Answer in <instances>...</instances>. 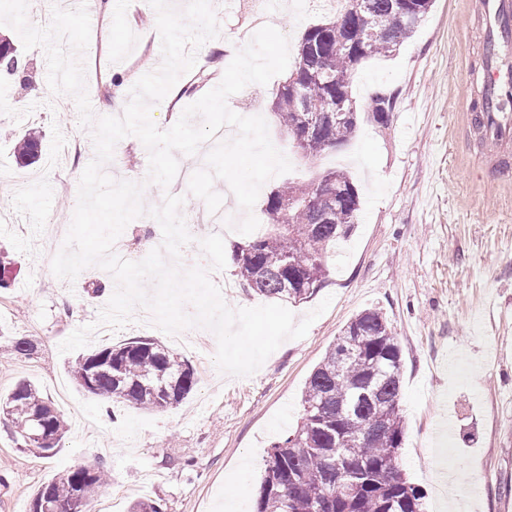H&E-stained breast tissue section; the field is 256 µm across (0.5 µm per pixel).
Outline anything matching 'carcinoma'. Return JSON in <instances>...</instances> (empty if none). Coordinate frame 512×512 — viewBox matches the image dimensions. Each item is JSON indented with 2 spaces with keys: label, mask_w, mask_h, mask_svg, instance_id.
<instances>
[{
  "label": "carcinoma",
  "mask_w": 512,
  "mask_h": 512,
  "mask_svg": "<svg viewBox=\"0 0 512 512\" xmlns=\"http://www.w3.org/2000/svg\"><path fill=\"white\" fill-rule=\"evenodd\" d=\"M332 18L306 29L295 68L274 102L280 122L295 136L302 120L317 118L320 130L305 155L311 158L344 144L357 124L329 114L355 108L352 71L364 59L387 55L409 39L434 0H337ZM372 115L386 114L393 97L377 92ZM34 136L19 142L20 162L38 157ZM327 183H286L270 193L271 229L234 246L240 286L259 296L303 301L323 286L329 249L350 235L361 209L359 192L346 172L328 170ZM402 349L383 313L366 309L352 318L308 377L303 414L296 429L275 443L256 489V512H424L423 491L398 463L405 439L400 409ZM75 383L106 404L157 411L181 404L198 378L191 364L154 339L96 349L70 366ZM372 384L373 392L360 395ZM23 448L44 456L58 449L66 423L52 401L21 379L0 404ZM49 439L39 444L34 436ZM106 485L104 465L81 464L40 485L30 512H68Z\"/></svg>",
  "instance_id": "cac0c4a2"
}]
</instances>
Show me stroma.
<instances>
[{
	"mask_svg": "<svg viewBox=\"0 0 512 512\" xmlns=\"http://www.w3.org/2000/svg\"><path fill=\"white\" fill-rule=\"evenodd\" d=\"M254 0H211L220 23L219 56L198 57L177 81L176 95L151 108L169 129L184 108L218 85L237 50L251 40ZM473 0H435L416 32L389 56L366 59L351 75L359 120L340 148L308 160L284 130L273 101L284 75L251 84L227 106L262 116L274 145L291 162L267 181L253 213L267 223L270 192L284 181L308 182L325 170L349 172L361 194L359 223L329 252L322 288L290 303L303 319L323 299L329 308L305 337L283 342L245 378L221 373L214 351L184 357L198 384L176 407L107 414L98 398L68 373L76 352L60 353L73 331L97 320L115 290L106 270L90 266L74 281L43 263L47 228L71 219L77 173L89 163V129L75 104L59 108L47 84L42 48L22 50L26 80L0 72V250L13 267L0 288V394L18 380L48 397L64 385L71 399L62 416L59 451L42 457L16 445L0 424V512H29L33 492L79 463H103L112 479L102 496L108 512L160 498L167 512H224L235 492L239 512H255L256 489L273 443L296 428L305 382L348 321L381 309L403 352L401 405L405 439L401 467L425 493L426 512H502L512 488V170L501 171L471 121L480 97L482 21ZM327 0H271L267 18L297 49L305 30L332 14ZM156 12L148 0H94L85 53L87 92L95 116L114 114L112 77L126 87L162 64ZM396 92L387 125L368 108L378 86ZM41 137L38 160L20 166L16 137ZM148 152L134 136L120 140L104 171L143 184L154 207L164 189L148 180ZM32 340L30 357L12 341Z\"/></svg>",
	"mask_w": 512,
	"mask_h": 512,
	"instance_id": "obj_1",
	"label": "stroma"
}]
</instances>
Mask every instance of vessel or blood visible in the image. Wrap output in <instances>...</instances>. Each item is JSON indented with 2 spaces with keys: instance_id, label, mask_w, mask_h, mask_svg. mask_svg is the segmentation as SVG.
<instances>
[{
  "instance_id": "b4317fda",
  "label": "vessel or blood",
  "mask_w": 512,
  "mask_h": 512,
  "mask_svg": "<svg viewBox=\"0 0 512 512\" xmlns=\"http://www.w3.org/2000/svg\"><path fill=\"white\" fill-rule=\"evenodd\" d=\"M483 20V137L494 150L512 143V0H481Z\"/></svg>"
}]
</instances>
